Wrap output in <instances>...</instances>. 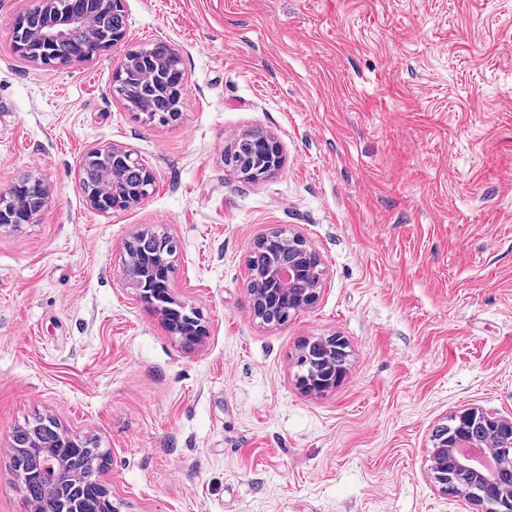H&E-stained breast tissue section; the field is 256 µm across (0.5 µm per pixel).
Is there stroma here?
<instances>
[{
  "label": "stroma",
  "mask_w": 512,
  "mask_h": 512,
  "mask_svg": "<svg viewBox=\"0 0 512 512\" xmlns=\"http://www.w3.org/2000/svg\"><path fill=\"white\" fill-rule=\"evenodd\" d=\"M0 0V191L37 174V221L0 227V512H34L10 439L34 415L95 440L116 512H471L429 471L434 426L512 418V0H125L126 39L84 62L13 51ZM165 40L177 123L128 112L121 53ZM262 131L275 175L224 148ZM155 174L96 211L87 153ZM166 234L176 301L209 330L185 350L123 276L124 243ZM277 230L323 269L280 326L249 313L247 260ZM348 345L335 388H299L300 345ZM260 134L264 139L267 146V150L265 151V154L263 155V161H262V168L267 167L268 174L267 176L271 175L272 173L278 171L283 163V155H282V149L278 141H276L273 137L261 133V132H254L247 136V139H252L256 135ZM249 152L247 142L238 140L234 145L224 151V164L236 171V175L247 182L257 181L250 173ZM93 152L97 153L99 156L95 154L89 156L81 168V182L84 192L87 193L88 197H92L96 194V188L104 172L112 171V160L105 157L112 155L114 157H121L127 162L135 163L138 161V158L134 157V153L130 150L115 146L96 149Z\"/></svg>",
  "instance_id": "obj_1"
}]
</instances>
